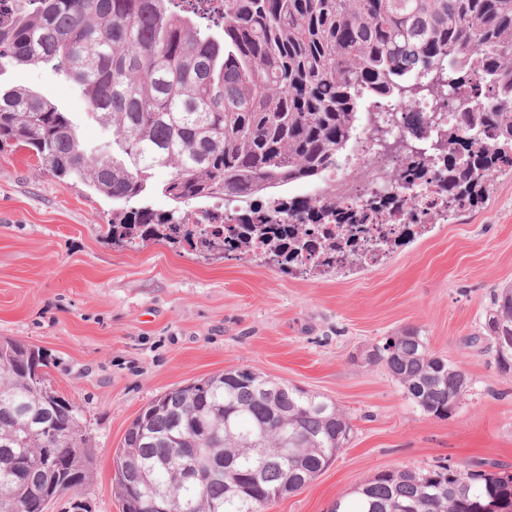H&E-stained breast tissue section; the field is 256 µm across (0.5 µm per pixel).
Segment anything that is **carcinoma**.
<instances>
[{"mask_svg": "<svg viewBox=\"0 0 512 512\" xmlns=\"http://www.w3.org/2000/svg\"><path fill=\"white\" fill-rule=\"evenodd\" d=\"M217 29L191 0H0V70L49 66L72 80L105 132L83 144L66 112L31 90H0V143L33 151L60 180L112 202V243H183L224 249V233H192L190 202L220 196L264 201L233 230L240 252L266 247L285 269L313 247L307 224H334L328 248L352 251L365 212L341 198L276 195L316 183L364 129L369 101L404 104L436 71L458 93H487L480 112L439 129L448 163L446 203L476 208L493 174L512 171V0H223ZM492 133L496 147L482 146ZM170 178L157 185L154 171ZM160 193L173 208L150 205ZM485 335L512 336V285L493 293ZM34 349L0 341V512H42L68 493L70 512H89L76 492L92 479L81 407L55 401L34 380ZM424 413L448 417L468 392L461 366L435 354L422 331L404 327L365 352ZM352 427L331 399L283 386L249 368L174 387L127 428L116 451L114 494L126 484L164 498L174 512H265L319 475L349 443ZM210 466L206 485L185 479L180 460ZM512 475L448 462L419 472L381 471L329 512H473L504 489L495 512H512Z\"/></svg>", "mask_w": 512, "mask_h": 512, "instance_id": "cac0c4a2", "label": "carcinoma"}]
</instances>
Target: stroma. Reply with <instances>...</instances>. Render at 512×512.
Returning <instances> with one entry per match:
<instances>
[{
	"mask_svg": "<svg viewBox=\"0 0 512 512\" xmlns=\"http://www.w3.org/2000/svg\"><path fill=\"white\" fill-rule=\"evenodd\" d=\"M71 114L94 145L102 128L75 85L46 66L0 71ZM112 204L59 180L26 149L0 147V339L38 347L54 387L80 405L92 512H121L113 454L142 408L164 391L246 367L331 398L351 418L346 448L268 512H329L384 470L453 461L512 473V374L480 335L491 296L512 284V173L484 205L435 224L380 266L315 276L249 255H203L148 241L113 244ZM422 330L470 388L445 419L420 411L362 353L399 329Z\"/></svg>",
	"mask_w": 512,
	"mask_h": 512,
	"instance_id": "stroma-1",
	"label": "stroma"
}]
</instances>
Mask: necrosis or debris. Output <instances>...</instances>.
<instances>
[{
	"mask_svg": "<svg viewBox=\"0 0 512 512\" xmlns=\"http://www.w3.org/2000/svg\"><path fill=\"white\" fill-rule=\"evenodd\" d=\"M484 103V96L451 94L442 89L434 95L415 96L408 108L390 106L382 122L389 141H408L420 150L426 162V175L410 185L392 181L390 170L406 165L407 156L363 135L355 142L349 159L330 171L322 184L306 191L305 199L337 195L345 207L369 210L365 233L356 253L360 254L365 267L381 264L389 254V244L420 234L423 222L444 208L436 178L441 157L432 149V132L418 130L419 119L431 116L438 123L455 125L461 113L476 111ZM384 197L400 199V207L376 213L370 211L371 202Z\"/></svg>",
	"mask_w": 512,
	"mask_h": 512,
	"instance_id": "1",
	"label": "necrosis or debris"
}]
</instances>
